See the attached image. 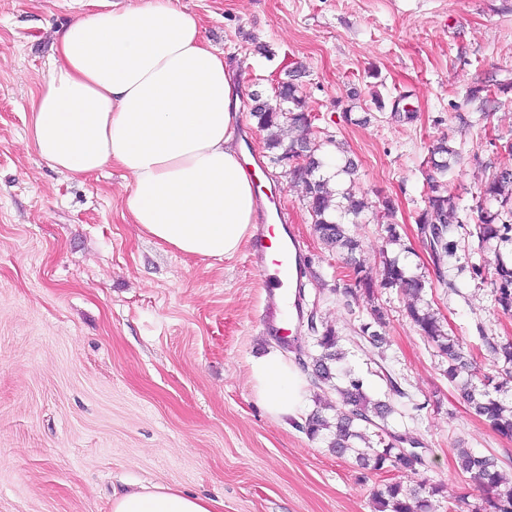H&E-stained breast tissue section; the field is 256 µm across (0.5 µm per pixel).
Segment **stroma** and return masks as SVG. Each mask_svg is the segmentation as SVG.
I'll use <instances>...</instances> for the list:
<instances>
[{
    "label": "stroma",
    "instance_id": "obj_1",
    "mask_svg": "<svg viewBox=\"0 0 512 512\" xmlns=\"http://www.w3.org/2000/svg\"><path fill=\"white\" fill-rule=\"evenodd\" d=\"M177 2L225 61L241 64L247 93L273 98L300 71L314 137L344 144L371 206L349 227L361 259L371 267L381 252L404 254L426 282L423 301L475 352L473 382L498 379L481 338L512 340V316L470 270L493 263V249L462 237L436 269L416 218L435 140L448 137L459 153L446 189L467 204L466 224L499 165L492 141H512V0ZM107 8V0H0V512H112L113 489L128 483L177 487L223 502V512H374L382 474L336 457L328 436L303 429L313 413L332 417L333 386L309 387L300 415L283 420L255 395L253 357L307 363L315 349L303 325L287 323V347L263 332L265 290L245 251L204 260L160 246L132 224L119 168L72 178L33 149L30 104L58 31ZM482 85L489 99L469 98ZM263 139L242 112L237 140L259 156L266 184L283 191L307 255L306 299L317 324L339 332L340 369L388 399L390 427L427 448L424 465L396 479L439 486L436 512L461 499L479 504L456 448L512 465V439L449 382L445 359L407 316L404 291L345 294L344 263L316 237L304 185L288 181ZM386 196L396 203L397 245L384 231ZM447 277L460 293L444 286ZM374 305L386 317L380 348L357 334ZM381 366L402 396L388 395Z\"/></svg>",
    "mask_w": 512,
    "mask_h": 512
}]
</instances>
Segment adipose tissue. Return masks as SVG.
Here are the masks:
<instances>
[{
	"instance_id": "1",
	"label": "adipose tissue",
	"mask_w": 512,
	"mask_h": 512,
	"mask_svg": "<svg viewBox=\"0 0 512 512\" xmlns=\"http://www.w3.org/2000/svg\"><path fill=\"white\" fill-rule=\"evenodd\" d=\"M242 95L223 55L177 0H114L63 28L29 137L53 169L87 177L118 166L141 233L189 256L224 259L252 235L259 175L234 145ZM269 415L298 414L305 380L281 356L252 360ZM220 502L155 485L114 494L112 512H220Z\"/></svg>"
}]
</instances>
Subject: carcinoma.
Listing matches in <instances>:
<instances>
[{
    "label": "carcinoma",
    "instance_id": "1",
    "mask_svg": "<svg viewBox=\"0 0 512 512\" xmlns=\"http://www.w3.org/2000/svg\"><path fill=\"white\" fill-rule=\"evenodd\" d=\"M249 112L255 119L257 128L266 133V146L275 152L273 161L282 163L298 154L302 155V164L288 165L285 174L293 182L305 186L306 199L311 224L321 243L329 249L346 251L347 277L349 288L346 292L363 291L366 297L373 295V286L380 283L383 288H399L418 299L425 288L424 280L410 272L399 257L382 255L377 272H372L354 254L360 249L359 241L347 234L346 225L355 224L368 210L364 196L356 194L354 185L338 193L329 185V180L321 177L320 172L327 166L329 154L323 151V144L312 139L309 113L301 92L297 75L288 74V79L278 83L275 103H270L255 93L251 97ZM506 155L491 181L483 189L476 205L470 211L477 213V219L470 228L457 224L450 217L460 209V198L441 191V179L451 170L452 158L458 152L449 145L448 137L436 140L431 150L426 174L427 186L425 207L419 212L416 224L423 230L431 224L438 225V233L430 242L433 263L441 266L446 259L455 255L459 245V230L478 239L479 244L487 247L493 241L512 243V224L502 219V210L512 207V143L500 146ZM383 217L388 219L385 225L388 241L397 242L400 235L397 224L390 222L395 213L394 201L388 197L381 200ZM472 277L482 281L490 280L494 301L505 315H512V255L503 256L496 252L495 265L490 277H485V265H471ZM379 281H374V278ZM370 320L358 327L359 335L367 336L378 345L383 339L378 337L373 326L385 325V314L379 308L369 313ZM407 316L418 328L420 335L435 345L440 356L446 359L448 380L453 382L460 373L472 367L474 357L465 353L463 345L448 336L436 314L428 307L416 304L407 307ZM308 328L314 333V345L320 354L312 358L313 385L319 387L332 382L338 370L337 360L341 359L336 351L339 336L332 326L317 329L314 314L307 315ZM486 346L503 360L501 376L512 379V341H485ZM345 384L334 385L338 396V406L334 422L315 413L306 419L302 430L316 438L324 429H333V438L329 450L338 457L350 455L356 464L364 470L373 472L389 469L417 471L423 465V450L406 455L398 448V435L389 429L388 417L394 408L384 401H373L365 391L362 377L347 370L344 372ZM464 400L474 413L482 417L490 428L500 437L512 439V405L508 406L485 389L479 391L468 379L461 388ZM374 429L376 440L367 439V431ZM456 465L459 471L470 475L483 492L482 502L472 512H512V473L505 472L503 462L493 455H479L468 448L456 449ZM440 494V488L420 482L412 487L391 479L372 493L374 512H435L433 499Z\"/></svg>",
    "mask_w": 512,
    "mask_h": 512
}]
</instances>
